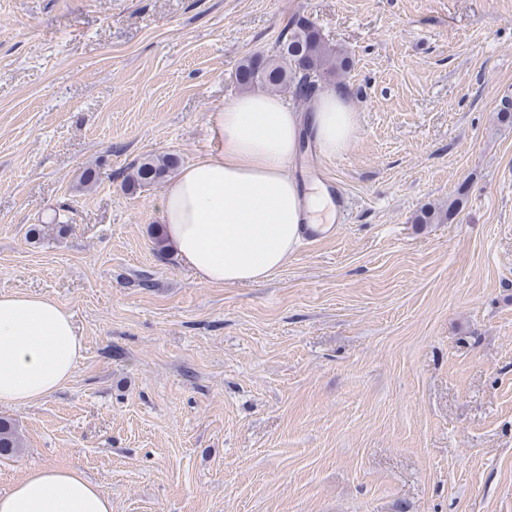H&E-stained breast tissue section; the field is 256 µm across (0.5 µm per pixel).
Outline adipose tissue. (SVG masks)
Wrapping results in <instances>:
<instances>
[{
	"label": "adipose tissue",
	"mask_w": 512,
	"mask_h": 512,
	"mask_svg": "<svg viewBox=\"0 0 512 512\" xmlns=\"http://www.w3.org/2000/svg\"><path fill=\"white\" fill-rule=\"evenodd\" d=\"M327 156L356 129L347 87L319 93L303 117L275 94L247 93L210 119L219 150L182 168L160 203L179 262L204 285L258 284L287 263L304 226L329 230L335 210L319 185L288 170L305 130ZM84 347L72 313L51 297L0 292V405L36 403L73 376ZM0 512H112V499L76 468L31 470L0 495Z\"/></svg>",
	"instance_id": "1"
}]
</instances>
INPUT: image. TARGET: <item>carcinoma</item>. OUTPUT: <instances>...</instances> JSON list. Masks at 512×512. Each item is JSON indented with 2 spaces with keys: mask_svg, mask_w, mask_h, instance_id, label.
Segmentation results:
<instances>
[{
  "mask_svg": "<svg viewBox=\"0 0 512 512\" xmlns=\"http://www.w3.org/2000/svg\"><path fill=\"white\" fill-rule=\"evenodd\" d=\"M352 66V61L341 50L325 41L315 23L305 16L291 20L288 34L278 41L275 54L256 53L246 57L236 72L238 85L244 89L294 88L305 98L323 84L339 85ZM175 165L169 155L147 157L140 161L129 176L132 188H141L163 181ZM465 196L464 189L448 203V208L428 207L420 211L418 224H440L450 218ZM21 447L15 424L0 418V455H11Z\"/></svg>",
  "mask_w": 512,
  "mask_h": 512,
  "instance_id": "1",
  "label": "carcinoma"
}]
</instances>
